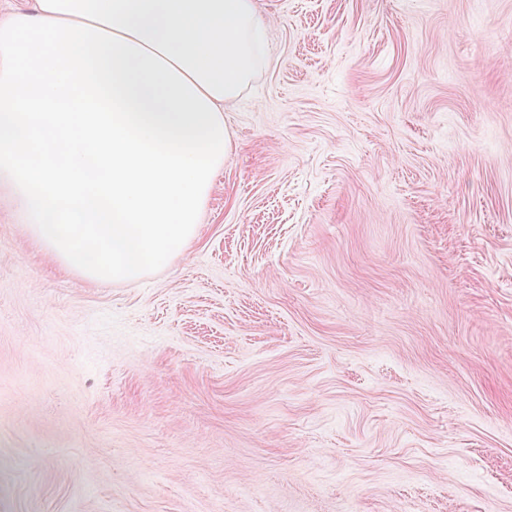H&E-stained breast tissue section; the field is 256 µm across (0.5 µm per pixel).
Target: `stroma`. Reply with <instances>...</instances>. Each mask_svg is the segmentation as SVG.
<instances>
[{
	"label": "stroma",
	"mask_w": 512,
	"mask_h": 512,
	"mask_svg": "<svg viewBox=\"0 0 512 512\" xmlns=\"http://www.w3.org/2000/svg\"><path fill=\"white\" fill-rule=\"evenodd\" d=\"M257 3L160 270L0 190V512H512V0Z\"/></svg>",
	"instance_id": "35a3bbf8"
}]
</instances>
